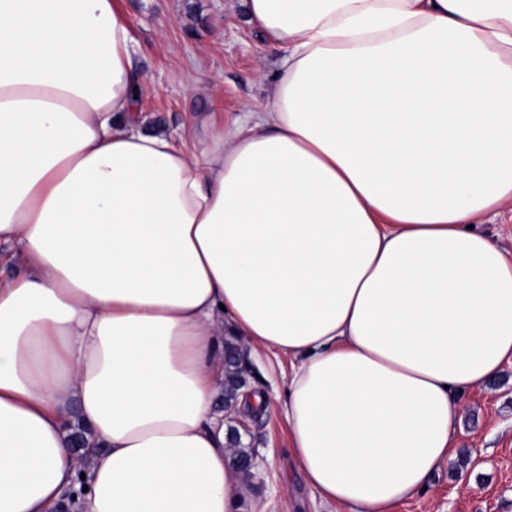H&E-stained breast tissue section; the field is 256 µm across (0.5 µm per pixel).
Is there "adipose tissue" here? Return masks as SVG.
<instances>
[{
	"label": "adipose tissue",
	"mask_w": 512,
	"mask_h": 512,
	"mask_svg": "<svg viewBox=\"0 0 512 512\" xmlns=\"http://www.w3.org/2000/svg\"><path fill=\"white\" fill-rule=\"evenodd\" d=\"M262 112L135 123L113 0H0V512H260L224 446V339L288 359L289 449L343 512L454 453L512 364V0H241ZM88 446L76 452L75 427ZM481 229L488 233L506 252L512 254V222L509 215L507 219H498L497 224H484Z\"/></svg>",
	"instance_id": "ef3b65f1"
}]
</instances>
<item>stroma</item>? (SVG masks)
Listing matches in <instances>:
<instances>
[{
  "label": "stroma",
  "instance_id": "stroma-1",
  "mask_svg": "<svg viewBox=\"0 0 512 512\" xmlns=\"http://www.w3.org/2000/svg\"><path fill=\"white\" fill-rule=\"evenodd\" d=\"M132 26L143 75L137 115L146 129L200 142L203 120L221 121L243 106L264 109L280 54L251 26L239 0H116ZM247 386L268 409L240 430L253 453L251 480L265 512H332L299 480L285 416L288 366L245 355ZM454 459L398 512H512V365L489 386L463 392ZM469 487L459 490V478Z\"/></svg>",
  "mask_w": 512,
  "mask_h": 512
}]
</instances>
